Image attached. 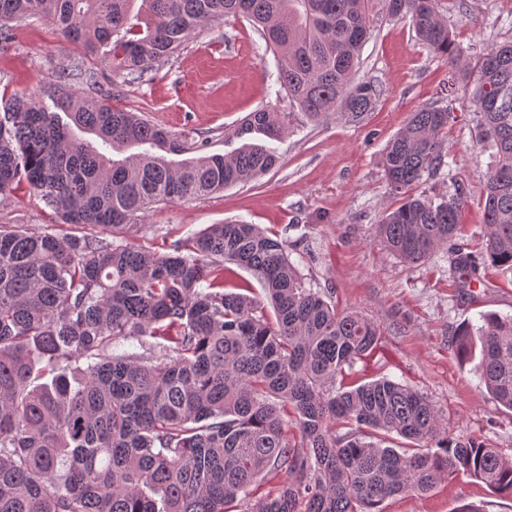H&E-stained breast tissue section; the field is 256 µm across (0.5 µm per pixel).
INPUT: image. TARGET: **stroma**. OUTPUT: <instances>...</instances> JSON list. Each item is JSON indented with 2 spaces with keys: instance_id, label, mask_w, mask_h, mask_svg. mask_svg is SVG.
Masks as SVG:
<instances>
[{
  "instance_id": "35a3bbf8",
  "label": "stroma",
  "mask_w": 512,
  "mask_h": 512,
  "mask_svg": "<svg viewBox=\"0 0 512 512\" xmlns=\"http://www.w3.org/2000/svg\"><path fill=\"white\" fill-rule=\"evenodd\" d=\"M465 58L478 60L490 48L512 42V0H434ZM0 50V105L31 97L51 106L56 76L85 59L83 49L64 41L48 22L28 19ZM92 70L111 93L114 108L145 114L173 133L208 138V151L239 147L233 131L250 112L278 100L277 60L243 18L196 31L169 63L154 66L132 83L94 63ZM454 69L446 55L431 51L410 17L391 16L374 0L370 34L355 77L379 85L373 109L357 122L343 118L297 119L281 140L272 141L279 164L258 179L186 202L160 204L136 220L128 245L158 253L211 224L244 221L278 235L306 287L331 295L338 309L354 311L378 327V342L347 380L381 376L412 387L435 405L449 436L470 438L512 460V411L487 394L472 364L457 356L456 331L484 312L512 315V272L485 271V287L462 293L451 274L449 254L440 251L411 264L387 251L377 236L382 213L394 205L384 169L389 141L412 112L438 103L449 107L445 131L451 170L423 174L410 192L435 201L461 196V243L484 247V205L496 166L494 148L480 137V114L469 101H449ZM1 224H27L60 236H83L62 224L27 184L0 200ZM475 504L482 512H512V497L459 475L442 479L429 494L384 501L383 512H460Z\"/></svg>"
}]
</instances>
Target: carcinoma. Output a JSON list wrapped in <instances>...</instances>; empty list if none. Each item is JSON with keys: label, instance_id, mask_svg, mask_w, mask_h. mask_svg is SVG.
Segmentation results:
<instances>
[{"label": "carcinoma", "instance_id": "carcinoma-1", "mask_svg": "<svg viewBox=\"0 0 512 512\" xmlns=\"http://www.w3.org/2000/svg\"><path fill=\"white\" fill-rule=\"evenodd\" d=\"M420 38L471 64L432 0H386ZM373 0H0V44L13 24L60 36L131 80L167 62L200 27L252 22L277 58L276 83L310 121L359 120L379 89L353 72ZM52 87L55 110L14 98L0 117V198L28 183L63 224L59 237L0 225V512H382L462 474L512 496V462L448 436L433 403L387 377L336 385L372 351L373 322L307 288L282 239L256 224H212L158 254L122 237L149 208L247 183L277 163L246 143L209 154L135 112L112 107L88 74ZM472 101L497 149L485 200V247L456 243L459 198L407 195L448 157V108L425 105L389 143L384 171L403 202L378 225L408 263L448 247L462 289L486 264L512 271V45L478 61ZM293 113L268 105L234 132L278 140ZM95 135L94 144L73 129ZM121 153L114 159L102 148ZM163 154L158 155L154 150ZM193 154L179 163L166 155ZM254 274L264 297L224 290V270ZM454 345L493 399L512 411V315L485 313ZM132 341L160 354L119 351ZM293 416L299 437L288 434Z\"/></svg>", "mask_w": 512, "mask_h": 512}]
</instances>
